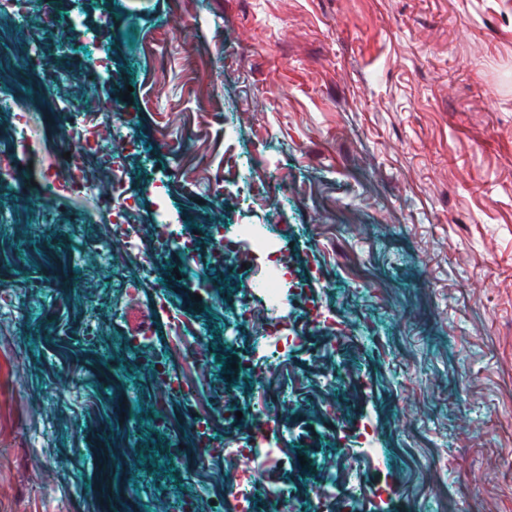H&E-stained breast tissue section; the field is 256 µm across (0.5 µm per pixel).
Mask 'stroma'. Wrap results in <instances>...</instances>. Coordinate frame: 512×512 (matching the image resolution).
Returning a JSON list of instances; mask_svg holds the SVG:
<instances>
[{
	"mask_svg": "<svg viewBox=\"0 0 512 512\" xmlns=\"http://www.w3.org/2000/svg\"><path fill=\"white\" fill-rule=\"evenodd\" d=\"M0 55V98L62 116L0 112V512H227L193 419L220 454L264 398L284 493L258 512H512V0H0ZM95 103L111 163L47 194ZM162 212L192 253L157 248ZM234 224L279 239L282 307L245 244L215 256ZM245 303L299 345L254 349ZM112 224V236L128 249H136L140 238V225L129 224L125 217ZM156 308L161 315L165 316L170 328L179 333L183 334V339L186 342L187 347L190 351V359L196 362H202L205 357L207 348V339L205 336H201L195 330H191L190 334L184 333V325L182 317L176 312L165 300L160 301Z\"/></svg>",
	"mask_w": 512,
	"mask_h": 512,
	"instance_id": "obj_1",
	"label": "stroma"
}]
</instances>
